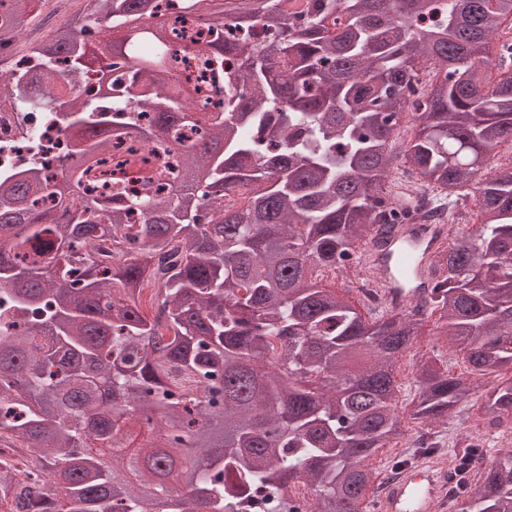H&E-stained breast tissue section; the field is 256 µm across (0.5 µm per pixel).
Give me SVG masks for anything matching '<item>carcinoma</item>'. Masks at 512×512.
Here are the masks:
<instances>
[{
	"instance_id": "obj_1",
	"label": "carcinoma",
	"mask_w": 512,
	"mask_h": 512,
	"mask_svg": "<svg viewBox=\"0 0 512 512\" xmlns=\"http://www.w3.org/2000/svg\"><path fill=\"white\" fill-rule=\"evenodd\" d=\"M20 71L0 56V95L52 112L61 171H0V501L15 512H368L371 459L405 434L396 362L436 319L465 373L417 363L410 417L448 420L485 376L512 371V0H186L212 39L181 46L220 99L194 107L152 0H93ZM40 0H0V44ZM132 38L135 60L114 48ZM432 63L436 76L423 80ZM65 65L68 90L59 85ZM413 105L410 138L398 139ZM181 124L197 141L169 139ZM136 152L99 175L142 182L81 202L112 142ZM477 187L474 232L452 237L428 296L365 317L320 285L365 241L411 219L412 194L456 224ZM50 199L61 210L46 216ZM154 289L164 321L139 297ZM480 421L512 420V378ZM148 439L135 451L119 423ZM456 449L457 512H512V450L482 467ZM312 491L308 509L287 490Z\"/></svg>"
}]
</instances>
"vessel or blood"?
Returning a JSON list of instances; mask_svg holds the SVG:
<instances>
[{
    "label": "vessel or blood",
    "instance_id": "b4317fda",
    "mask_svg": "<svg viewBox=\"0 0 512 512\" xmlns=\"http://www.w3.org/2000/svg\"><path fill=\"white\" fill-rule=\"evenodd\" d=\"M450 235L448 226L442 224L430 231L417 224H405L367 248L361 269L375 283L391 312H402L424 296L430 286V264L446 248ZM444 482L441 464L432 459L419 460L386 486L377 510L435 512Z\"/></svg>",
    "mask_w": 512,
    "mask_h": 512
}]
</instances>
